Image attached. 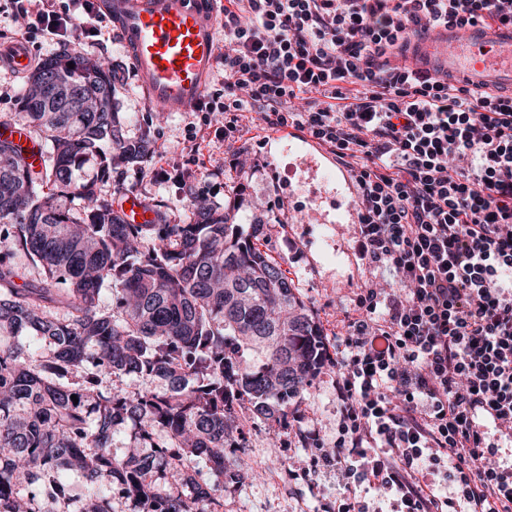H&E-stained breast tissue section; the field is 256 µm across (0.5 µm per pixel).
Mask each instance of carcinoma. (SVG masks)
Returning a JSON list of instances; mask_svg holds the SVG:
<instances>
[{
    "mask_svg": "<svg viewBox=\"0 0 512 512\" xmlns=\"http://www.w3.org/2000/svg\"><path fill=\"white\" fill-rule=\"evenodd\" d=\"M121 78L62 52L30 76L26 122L0 113V128H31L45 154L36 170L0 139V335L37 340L0 345V512H121L116 487L133 512H219L224 485L243 480L227 454L244 447L243 409L288 428L329 359L313 312L257 246L263 225L247 231L197 197L184 224L159 209L157 223L130 224L97 190H123L121 168L151 152L115 109ZM89 161L96 178L77 180ZM147 237L158 245L143 251ZM19 257L35 283H16ZM129 376L170 387L127 391ZM128 421L133 448L116 456ZM195 457L214 480L187 466Z\"/></svg>",
    "mask_w": 512,
    "mask_h": 512,
    "instance_id": "obj_1",
    "label": "carcinoma"
}]
</instances>
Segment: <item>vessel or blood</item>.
<instances>
[{
	"mask_svg": "<svg viewBox=\"0 0 512 512\" xmlns=\"http://www.w3.org/2000/svg\"><path fill=\"white\" fill-rule=\"evenodd\" d=\"M122 35L146 99L167 112L198 106L219 46L216 0H97ZM422 66L442 68L468 86H498L512 94V24L493 29L441 28L417 42ZM7 65L28 74L32 59L23 40L13 43ZM299 142L305 158L316 161L317 176L335 178L329 156L308 136ZM116 205L129 223L152 224L155 210L135 193L119 196Z\"/></svg>",
	"mask_w": 512,
	"mask_h": 512,
	"instance_id": "1",
	"label": "vessel or blood"
}]
</instances>
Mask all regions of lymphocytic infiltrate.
<instances>
[{
  "instance_id": "1",
  "label": "lymphocytic infiltrate",
  "mask_w": 512,
  "mask_h": 512,
  "mask_svg": "<svg viewBox=\"0 0 512 512\" xmlns=\"http://www.w3.org/2000/svg\"><path fill=\"white\" fill-rule=\"evenodd\" d=\"M67 44L109 41L92 0H6ZM222 88L238 142L291 127L357 191L353 249L370 279L330 357L335 443L295 429L336 478V512H512V96L408 62L451 25L512 23V0H224Z\"/></svg>"
}]
</instances>
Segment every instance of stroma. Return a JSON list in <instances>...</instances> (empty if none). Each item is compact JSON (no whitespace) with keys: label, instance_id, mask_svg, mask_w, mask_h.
<instances>
[{"label":"stroma","instance_id":"1","mask_svg":"<svg viewBox=\"0 0 512 512\" xmlns=\"http://www.w3.org/2000/svg\"><path fill=\"white\" fill-rule=\"evenodd\" d=\"M69 51L76 57L123 66L124 80L114 97L128 120L126 133L136 137L148 132L154 152L163 156L160 177L152 176L146 166L124 168L127 191L151 204L165 205L174 224L188 220L191 200L198 197L224 205L242 224L263 225L260 249L287 272L315 314L327 346L335 347L337 336L344 332L352 292L368 276L354 258L350 225L335 222L332 202L346 199L344 185L320 181L302 165L294 148L270 138L244 141L248 163L243 169H230L232 150L215 136L224 124L220 114L202 130L210 141L209 153L194 160L185 148V129L188 123L200 121L201 111L166 113L148 103L120 40L99 45L85 38ZM203 167L209 174L202 178L198 172ZM239 182L246 184L245 194L234 193ZM279 198L285 209H269V202ZM294 410L301 417V428L318 429L335 440L339 404L333 373L326 370L314 379ZM242 418L246 446L233 459L244 468L247 480L240 486H225L224 512H328L336 499L335 479L314 474L307 451L294 438L284 434L271 438L250 412H243Z\"/></svg>","mask_w":512,"mask_h":512}]
</instances>
